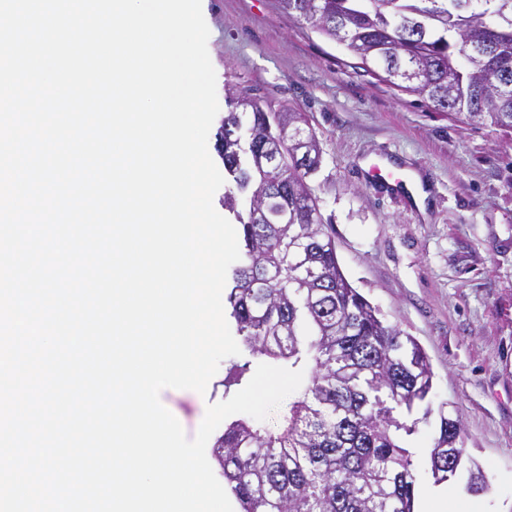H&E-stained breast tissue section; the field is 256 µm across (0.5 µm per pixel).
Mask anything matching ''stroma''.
<instances>
[{
  "mask_svg": "<svg viewBox=\"0 0 512 512\" xmlns=\"http://www.w3.org/2000/svg\"><path fill=\"white\" fill-rule=\"evenodd\" d=\"M202 11L219 103L209 146L240 93L304 112L321 151L307 183L344 275L429 358L433 390L406 439L415 512L435 483L425 460L443 403L488 481L471 504L512 512V130L471 125L378 80L276 0H202ZM377 160L415 174L422 196L375 183L366 165ZM164 405L195 437L198 395L173 389Z\"/></svg>",
  "mask_w": 512,
  "mask_h": 512,
  "instance_id": "1",
  "label": "stroma"
}]
</instances>
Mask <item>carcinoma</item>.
Returning a JSON list of instances; mask_svg holds the SVG:
<instances>
[{
	"instance_id": "obj_1",
	"label": "carcinoma",
	"mask_w": 512,
	"mask_h": 512,
	"mask_svg": "<svg viewBox=\"0 0 512 512\" xmlns=\"http://www.w3.org/2000/svg\"><path fill=\"white\" fill-rule=\"evenodd\" d=\"M281 9L342 44L380 79L417 93L436 109L473 124L512 130V0H278ZM505 87L481 99L485 75ZM224 116L218 151L232 186L224 209L241 231L242 262L227 296L243 364L301 370L306 383L288 415L270 428L239 418L224 427L213 454L242 512H414L415 475L403 420L433 388L416 340L379 317L345 278L336 246L306 183L319 144L302 112L264 109L241 93ZM282 149L302 167L266 165ZM428 466L438 482L466 458L459 416L439 406ZM467 489L488 490L470 466Z\"/></svg>"
}]
</instances>
